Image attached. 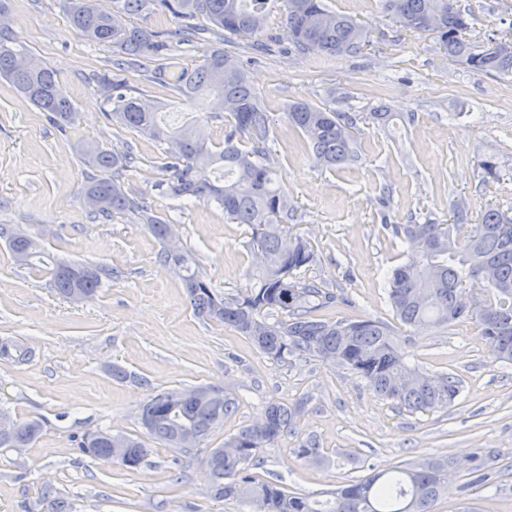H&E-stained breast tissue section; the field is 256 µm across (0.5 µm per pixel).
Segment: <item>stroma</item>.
Returning <instances> with one entry per match:
<instances>
[{"label":"stroma","instance_id":"1","mask_svg":"<svg viewBox=\"0 0 512 512\" xmlns=\"http://www.w3.org/2000/svg\"><path fill=\"white\" fill-rule=\"evenodd\" d=\"M325 2L368 30L369 45L338 57L298 53L275 10L262 33L229 39L224 50L249 73L271 116L277 178L298 206L290 231L319 256L309 277L350 298L332 318L395 324L400 346L424 372L461 381L457 405L399 409L347 369L317 360L279 365L246 337L195 316L146 225L85 209L91 170L80 160L81 144L94 140L138 156L124 175L126 192L178 224V248L195 255L218 294L238 296L249 285L255 260L244 246L248 226L231 223L215 206L170 196L162 183L163 146L106 117L95 78L111 68V48L89 44L73 29L60 0H10L12 29L56 72L74 115L58 130L0 79V224L27 229L54 258L101 267L104 277L92 299L71 302L46 273L16 265L0 240V340L30 351L22 364L0 359V411L43 422L27 448H0V512H46L47 485L71 512H248L211 497L202 460L260 419L267 402L303 395L309 402L296 436L260 450L258 478L318 493L437 456L447 459L450 476L435 512H512V366L492 361L473 323L396 325L383 288L386 271L402 260L393 225L427 218L452 224L457 205L471 224L490 206L512 214V74L469 71L433 36L397 31L383 0ZM461 4L476 44L512 28V0ZM128 81L143 101L163 103L164 123L178 127L196 118L212 143L223 145L225 122L208 118L203 101L179 98L138 71ZM297 100L356 113L357 163L336 170L314 163L286 116ZM381 102L412 121L393 130L375 125L367 114ZM489 156L499 165L494 180L479 166ZM202 385L234 395L238 406L193 451L179 454L155 442L134 470L82 452V436L95 429L143 435L140 410L150 396ZM309 435L325 464L308 466L293 454L297 438ZM481 450L499 457L496 489L466 486Z\"/></svg>","mask_w":512,"mask_h":512}]
</instances>
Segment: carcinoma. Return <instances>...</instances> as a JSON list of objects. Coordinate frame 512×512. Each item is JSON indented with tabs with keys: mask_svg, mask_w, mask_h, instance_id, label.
<instances>
[{
	"mask_svg": "<svg viewBox=\"0 0 512 512\" xmlns=\"http://www.w3.org/2000/svg\"><path fill=\"white\" fill-rule=\"evenodd\" d=\"M281 4L283 27L299 53L340 55L355 53L368 32L351 17L329 10L323 0H112L103 11L96 0H63L69 24L94 45L112 48L117 58L112 70L97 84L110 117L117 125L168 144L163 163L169 194L212 203L234 224H246L251 233L246 249L256 259L253 283L240 297L225 298L200 274L195 257L163 248L160 259L172 265L182 280L194 312L246 337L270 360L291 366L318 360L340 366L362 379L376 395L408 412L434 411L454 406L461 384L451 375L436 377L405 360L393 329L380 321L338 319L323 311L345 301L343 295L310 279L304 272L316 263L314 248L289 233L295 208L276 185L274 160L263 146L270 130V114L259 102L245 69L224 49L212 46L191 69H175L170 62L172 43H193L207 30L219 39L228 33L250 37L261 32L267 15ZM385 9L400 29L438 38L448 54L468 69L487 75L512 73V52L493 41L482 47L467 39L469 23L459 0H385ZM138 14L171 16L176 27L150 30L129 21ZM208 26L200 28L201 21ZM10 27L0 26V76L8 79L40 111L59 123L71 120L73 104L54 71L37 62ZM152 64L150 80L173 89L186 100L203 99L212 113H224V148L212 149L201 123L190 121L169 129L158 112L132 95L126 73ZM289 124L308 145L316 163L340 168L358 160L355 146L357 118L306 101L288 104ZM93 174L84 190V203L96 217L130 213L162 244L177 234L176 225L155 214L123 189L125 172L135 163L131 152L116 153L86 142L80 148ZM220 167L224 178L211 177ZM404 246V261L388 273L385 290L396 318L406 327H449L472 321L479 328L493 361L512 364V217L487 209L479 224H437L429 219L394 225ZM14 261L32 268L44 263L40 243L20 229L0 225ZM52 288L71 301L95 296L101 270L90 264L56 262L48 270ZM479 299L465 306L463 297ZM281 313L285 318L268 321ZM27 348L0 341V358L27 359ZM236 409V399L214 387L156 394L142 406L141 420L148 438L183 453L186 428L198 440L224 422ZM305 402L267 404L264 419L242 427L212 449L203 465L210 478V495L236 500L251 512H434L448 481V462L422 456L391 472L352 479L319 499L288 492L281 484L259 480L249 469L260 465L258 452L281 437L296 434ZM0 413V448H24L42 429L38 419L4 422ZM139 437L100 429L84 436L82 448L91 457L112 451L117 464L139 467L146 456ZM292 453L307 465L326 458L313 437L297 440ZM496 455L485 454L470 468L472 487L484 486L494 473Z\"/></svg>",
	"mask_w": 512,
	"mask_h": 512,
	"instance_id": "carcinoma-1",
	"label": "carcinoma"
}]
</instances>
